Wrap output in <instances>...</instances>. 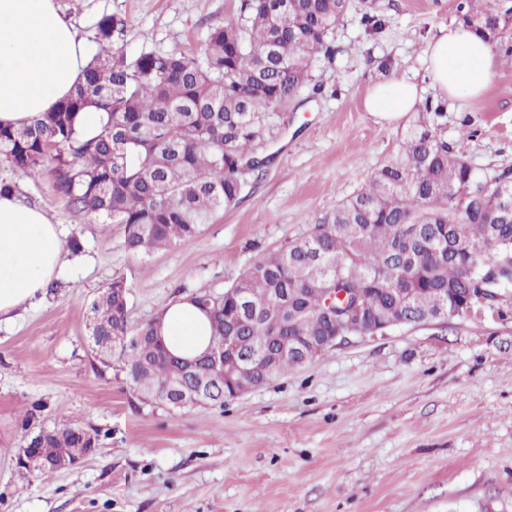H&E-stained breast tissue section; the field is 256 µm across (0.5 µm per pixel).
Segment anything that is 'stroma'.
Wrapping results in <instances>:
<instances>
[{"mask_svg":"<svg viewBox=\"0 0 512 512\" xmlns=\"http://www.w3.org/2000/svg\"><path fill=\"white\" fill-rule=\"evenodd\" d=\"M458 0H352L318 57L315 83L290 104L272 159L234 208L187 246L128 252L124 228L74 210L49 171L0 160L23 204L45 209L62 240L79 237L49 287L0 323V512H512V297L460 318L353 337L305 367L227 400L181 412L145 403L120 360L92 353V297L120 277L131 322L202 288L224 290L266 253L302 236L394 150L403 122L364 107L385 76L423 78V51L456 18ZM85 39L98 21L124 24L112 47L197 55L237 0H56ZM385 26L370 35L356 14ZM391 64L381 73L382 61ZM444 131L479 175L512 170V61L488 90L445 99ZM99 432L67 470H19L40 428Z\"/></svg>","mask_w":512,"mask_h":512,"instance_id":"stroma-1","label":"stroma"}]
</instances>
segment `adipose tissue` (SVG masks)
I'll list each match as a JSON object with an SVG mask.
<instances>
[{
  "label": "adipose tissue",
  "instance_id": "obj_1",
  "mask_svg": "<svg viewBox=\"0 0 512 512\" xmlns=\"http://www.w3.org/2000/svg\"><path fill=\"white\" fill-rule=\"evenodd\" d=\"M424 60L439 98L469 99L492 83L498 59L491 45L459 22L440 26ZM88 58L74 25L55 0H0V124L19 125L51 110L83 77ZM422 100V89L405 76L376 85L367 111L396 121ZM65 251L46 211L0 195V320L7 319L45 287ZM161 334L180 355H196L209 343V326L184 299L162 312Z\"/></svg>",
  "mask_w": 512,
  "mask_h": 512
}]
</instances>
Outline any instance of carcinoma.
<instances>
[{
	"label": "carcinoma",
	"mask_w": 512,
	"mask_h": 512,
	"mask_svg": "<svg viewBox=\"0 0 512 512\" xmlns=\"http://www.w3.org/2000/svg\"><path fill=\"white\" fill-rule=\"evenodd\" d=\"M238 0L236 13L212 26L201 55L148 52L132 62L112 53L116 22L98 21L105 43L67 98L24 125H0V158L40 171L52 165L71 207L102 224H122L138 255L190 244L214 215L235 207L270 158L288 107L313 81L320 55L335 53L332 35L351 0ZM457 20L512 58L504 0H459ZM106 113L100 132L76 124L88 106ZM444 105L426 101L395 150L359 190L303 237L257 260L222 292L188 295L210 320L206 352L264 351L266 361L212 389L210 405L302 366L279 354L274 322L288 310L285 335L296 344L334 336L339 308L360 299L354 335L373 334L383 317L434 322L437 302L458 305L476 281L500 298L512 292V173L481 178L448 143ZM89 320L107 351L121 344L130 383L162 392L186 377L182 358L159 338L156 320L131 324L126 285L115 278L92 300ZM98 444V432L65 426L30 438L45 459L63 446Z\"/></svg>",
	"instance_id": "1"
}]
</instances>
